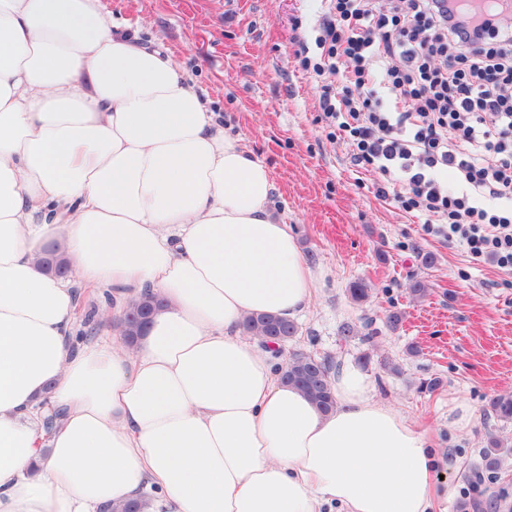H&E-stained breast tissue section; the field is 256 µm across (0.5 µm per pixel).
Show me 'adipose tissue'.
I'll return each mask as SVG.
<instances>
[{"label":"adipose tissue","mask_w":512,"mask_h":512,"mask_svg":"<svg viewBox=\"0 0 512 512\" xmlns=\"http://www.w3.org/2000/svg\"><path fill=\"white\" fill-rule=\"evenodd\" d=\"M275 182L168 55L100 0H0V512H438L442 452L347 366L321 412L249 315L298 317L314 275ZM58 242L136 343L73 349ZM63 413L52 433L44 417ZM136 298L137 297L130 298L128 304ZM146 304L149 305L152 315H154L157 311H159V309L162 308L161 303L155 299L151 293L144 292L138 300L132 302L127 309L126 306L122 312L115 316L118 317L124 313L121 319V325L123 326L124 336L128 343L132 344L138 338V336H141L140 325L138 323L137 317L140 315L141 309Z\"/></svg>","instance_id":"ef3b65f1"}]
</instances>
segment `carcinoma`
<instances>
[{
  "mask_svg": "<svg viewBox=\"0 0 512 512\" xmlns=\"http://www.w3.org/2000/svg\"><path fill=\"white\" fill-rule=\"evenodd\" d=\"M146 304L153 314L162 308L161 303L151 293L145 292L129 305L121 319L124 336L130 344L140 336L137 317ZM372 325L373 318L362 317L357 325L344 324L340 329V336L346 341L361 334L369 340L376 333ZM242 329L245 335L257 336L264 342L272 341L280 348L298 332L294 322L267 313L246 318L242 323ZM335 366L339 367L341 363L335 364L304 353H295L281 364L279 372L283 382L299 388L319 409L328 412L334 407L330 373ZM485 414L504 423L512 422V395H497L491 398ZM511 456V447L497 435H488L485 446L478 452V458L468 464L461 473L465 491L455 503L456 512H504L507 508L504 496L492 494L488 492V488L505 474V461Z\"/></svg>",
  "mask_w": 512,
  "mask_h": 512,
  "instance_id": "obj_1",
  "label": "carcinoma"
}]
</instances>
